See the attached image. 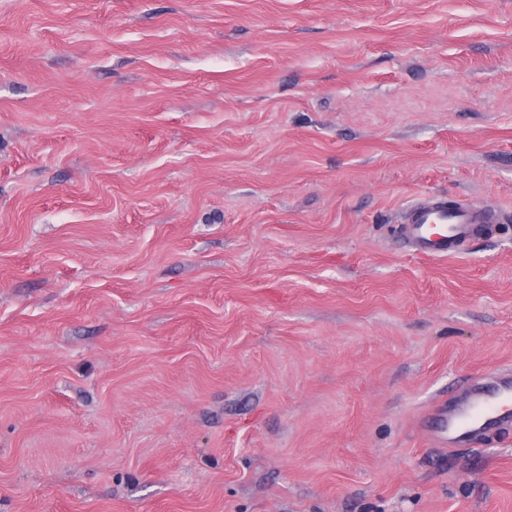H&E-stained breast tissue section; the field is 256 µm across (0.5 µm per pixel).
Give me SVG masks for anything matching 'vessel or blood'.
I'll return each instance as SVG.
<instances>
[{"mask_svg":"<svg viewBox=\"0 0 512 512\" xmlns=\"http://www.w3.org/2000/svg\"><path fill=\"white\" fill-rule=\"evenodd\" d=\"M503 213L466 201L434 197L411 205L400 232L415 252L445 256L472 239L481 237L488 225L504 223ZM437 439L456 442L512 420V386L476 387L466 401L438 415Z\"/></svg>","mask_w":512,"mask_h":512,"instance_id":"vessel-or-blood-1","label":"vessel or blood"}]
</instances>
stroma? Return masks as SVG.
I'll list each match as a JSON object with an SVG mask.
<instances>
[{
    "mask_svg": "<svg viewBox=\"0 0 512 512\" xmlns=\"http://www.w3.org/2000/svg\"><path fill=\"white\" fill-rule=\"evenodd\" d=\"M512 0H0V512H512ZM506 216L466 201L434 197L411 205L401 221L400 232L417 253L445 256L474 238L481 237L487 224H504ZM512 386L498 383L490 389L474 388L466 401L435 417L439 426L434 436L454 443L466 439L502 422L512 421Z\"/></svg>",
    "mask_w": 512,
    "mask_h": 512,
    "instance_id": "stroma-1",
    "label": "stroma"
}]
</instances>
